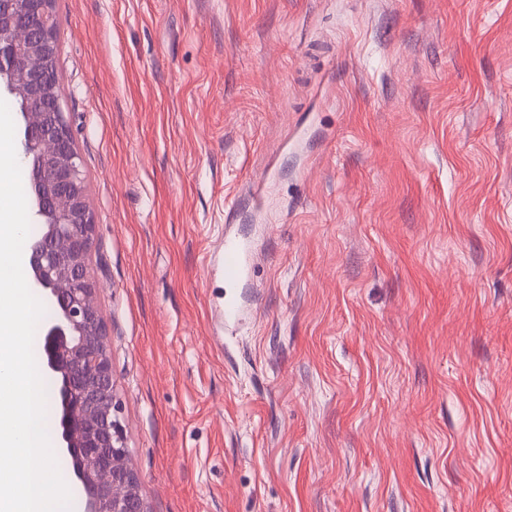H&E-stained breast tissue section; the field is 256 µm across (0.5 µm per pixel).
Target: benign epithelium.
<instances>
[{"label":"benign epithelium","instance_id":"7a95c632","mask_svg":"<svg viewBox=\"0 0 512 512\" xmlns=\"http://www.w3.org/2000/svg\"><path fill=\"white\" fill-rule=\"evenodd\" d=\"M52 0H0V85L23 113L20 163L31 171L32 216L44 233L27 250L30 288L56 316L46 367L59 384L58 455L84 512H149L118 413L112 356L91 273L96 224L88 183L63 110Z\"/></svg>","mask_w":512,"mask_h":512}]
</instances>
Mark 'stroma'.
I'll list each match as a JSON object with an SVG mask.
<instances>
[{
	"instance_id": "stroma-1",
	"label": "stroma",
	"mask_w": 512,
	"mask_h": 512,
	"mask_svg": "<svg viewBox=\"0 0 512 512\" xmlns=\"http://www.w3.org/2000/svg\"><path fill=\"white\" fill-rule=\"evenodd\" d=\"M55 13L150 512H512V0ZM221 270L224 281L230 288H238L241 282L248 279L254 268L257 252L250 243L230 233L224 234L221 240Z\"/></svg>"
}]
</instances>
